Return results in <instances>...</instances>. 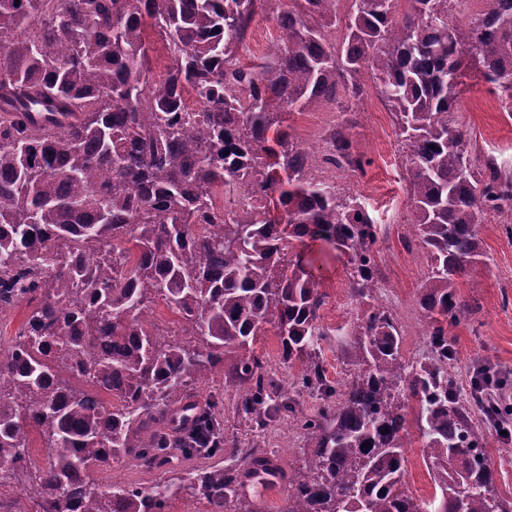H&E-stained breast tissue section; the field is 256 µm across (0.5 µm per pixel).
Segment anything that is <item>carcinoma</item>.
<instances>
[{"mask_svg":"<svg viewBox=\"0 0 512 512\" xmlns=\"http://www.w3.org/2000/svg\"><path fill=\"white\" fill-rule=\"evenodd\" d=\"M0 0V302L31 312L0 357V487L29 481L14 512H168L181 495L237 512L259 471L249 448L231 466L223 400L199 391L224 365L236 411L263 431L279 419L307 435L308 474L288 479V512H507L494 473L474 454L473 421L508 424L480 368L464 395L449 328L475 313L458 280L481 262L488 213L512 212V177L487 156L475 165L455 119L465 72L512 96V0H483L464 30L451 0H354L346 36L329 45L337 0ZM268 7L280 41L257 66L240 59L247 29ZM169 64L154 75L151 53ZM373 75L395 113L417 249L424 336L433 356L411 367L396 315L376 303L377 227L353 196L322 181L320 164L361 169L348 135L319 157L283 126ZM194 100L199 110H187ZM61 120L37 133L18 110ZM248 188L251 209L215 214ZM323 240L351 255V302L362 308L344 346L353 372L331 381L311 360L288 384L251 348L274 329L283 357L313 351L323 282L298 245ZM178 320L159 327L157 300ZM323 400L314 414L293 394ZM431 469V499L405 479L406 402ZM37 431L44 459L19 449ZM190 463L177 480L95 486L114 460L136 468Z\"/></svg>","mask_w":512,"mask_h":512,"instance_id":"obj_1","label":"carcinoma"}]
</instances>
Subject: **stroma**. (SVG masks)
I'll use <instances>...</instances> for the list:
<instances>
[{"mask_svg": "<svg viewBox=\"0 0 512 512\" xmlns=\"http://www.w3.org/2000/svg\"><path fill=\"white\" fill-rule=\"evenodd\" d=\"M280 35L272 20L256 16L247 31L242 61L252 66L263 63ZM360 83V96L341 94L312 110L291 113L288 124L301 147L321 156L329 150L332 131L340 126L348 128L357 152L366 161L364 169L342 168L333 174L325 170L321 177L335 184L338 193L356 194L374 219L378 234L375 264L386 290L384 303L397 314L403 356L417 357L425 341L417 293L427 267L414 242V216L404 180L402 143L395 116L379 96L371 75L362 73ZM457 119L473 145V156H494L503 171L512 175V98L493 90L479 74L468 73L459 97ZM510 222L512 216L506 214L485 217L481 233L485 262L463 276L459 288L463 298L475 304L478 312L471 321L452 328L451 334L460 357L454 372L457 382L468 385L473 364L488 365L503 380L502 387L495 392L497 399L512 407V236L503 229ZM351 270L348 256L334 249L314 268L324 281L326 293L319 322L327 335L317 354L328 377L335 380L348 370L343 346L357 317V309L347 295L346 282ZM254 348L280 380L293 379L309 361L305 354L283 361L278 338L271 332L258 337ZM208 390L224 398L225 435L237 439L244 448L271 450L275 464L285 475L284 480L276 483L247 487L243 508L246 512H285L286 477L305 472L308 439L288 431L282 420L262 432L251 430L235 411L237 388L224 374H216ZM409 434L406 481L416 498L426 500L434 492L433 480L423 461L417 429H410ZM479 435L496 472L495 490L512 508V439L485 428L480 429Z\"/></svg>", "mask_w": 512, "mask_h": 512, "instance_id": "35a3bbf8", "label": "stroma"}]
</instances>
